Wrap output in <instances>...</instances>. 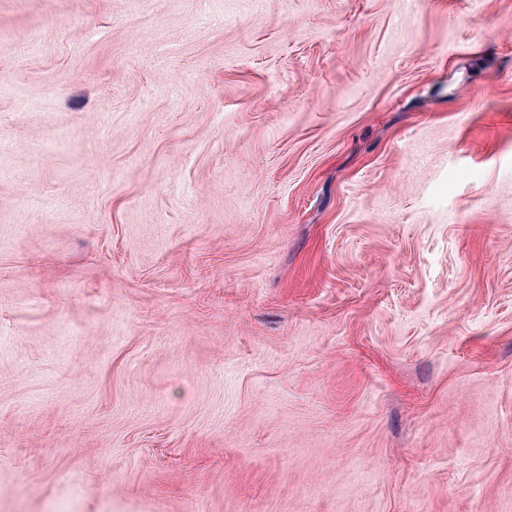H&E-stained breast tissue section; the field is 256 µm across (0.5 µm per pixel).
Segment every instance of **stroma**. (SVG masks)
<instances>
[{
  "instance_id": "35a3bbf8",
  "label": "stroma",
  "mask_w": 512,
  "mask_h": 512,
  "mask_svg": "<svg viewBox=\"0 0 512 512\" xmlns=\"http://www.w3.org/2000/svg\"><path fill=\"white\" fill-rule=\"evenodd\" d=\"M0 512H512V0H0Z\"/></svg>"
}]
</instances>
